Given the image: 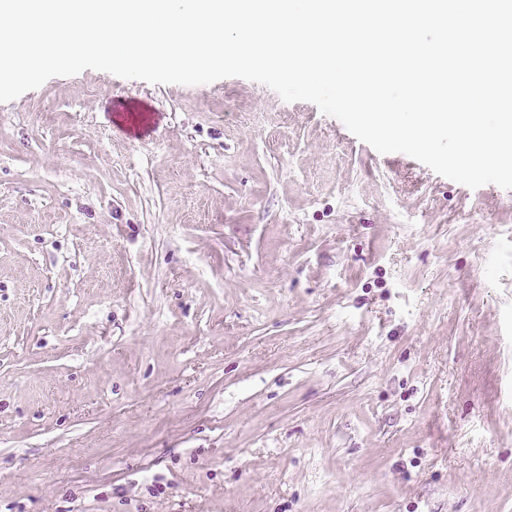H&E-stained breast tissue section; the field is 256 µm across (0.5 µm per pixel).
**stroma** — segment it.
<instances>
[{
  "label": "stroma",
  "mask_w": 512,
  "mask_h": 512,
  "mask_svg": "<svg viewBox=\"0 0 512 512\" xmlns=\"http://www.w3.org/2000/svg\"><path fill=\"white\" fill-rule=\"evenodd\" d=\"M0 512H512V190L239 77L0 102Z\"/></svg>",
  "instance_id": "stroma-1"
}]
</instances>
